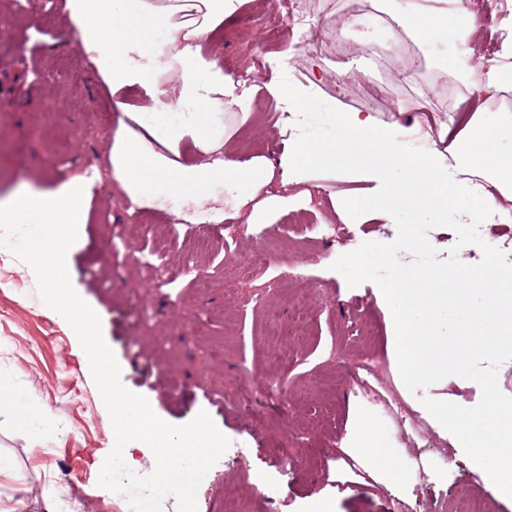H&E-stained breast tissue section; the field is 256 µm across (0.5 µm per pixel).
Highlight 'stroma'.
<instances>
[{
	"mask_svg": "<svg viewBox=\"0 0 512 512\" xmlns=\"http://www.w3.org/2000/svg\"><path fill=\"white\" fill-rule=\"evenodd\" d=\"M382 0H367L385 14L372 27L349 10V0H296L313 12L301 46L274 0H241L209 46L225 75L252 96L254 115L235 128L234 152L277 155L300 136L328 135L335 114L371 111L378 122H398L409 148L420 154L439 144L440 128L417 129L421 113L441 112L450 92L477 109L512 148V99H486L488 54L512 89V0H467L477 37L454 40L456 16L431 17L420 32L400 25ZM11 30L0 36V84L11 97L0 111V201L17 190L48 193L107 157L114 110L92 64L71 31L65 0H0ZM280 37L285 51L256 59L254 52ZM382 85L378 107L367 108L360 81ZM305 85L314 104L309 122L281 131L277 103L258 109L268 89ZM352 156L335 168L306 169V185H331L347 207L328 197L297 198L266 209L262 223L230 220L214 226L174 224L157 210L129 212L110 178L89 202L86 224L67 255L76 292L101 321L121 368V382L143 395L163 420L181 425L206 411L231 446L208 472L198 512H302L306 499L335 494L334 512H448L485 493L463 461L407 404L390 369L389 326L375 301L381 288L447 277L463 283L482 264L498 261L491 231L476 233L474 213L449 205L429 223L395 222L372 183L359 180ZM337 234L315 238L313 226ZM230 263H212L213 254ZM457 303L440 307L427 329L458 348L479 332L475 312ZM373 361L371 373L355 367ZM287 388H280V377ZM0 391L18 396L30 417L28 433L0 414V498L17 512H130L126 498L99 487L114 445L109 413L77 335L42 301L33 270L0 251ZM367 399L373 425L410 457L428 453L447 484H419L399 501L337 467L336 448L350 405Z\"/></svg>",
	"mask_w": 512,
	"mask_h": 512,
	"instance_id": "35a3bbf8",
	"label": "stroma"
}]
</instances>
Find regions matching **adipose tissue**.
Masks as SVG:
<instances>
[{
	"instance_id": "ef3b65f1",
	"label": "adipose tissue",
	"mask_w": 512,
	"mask_h": 512,
	"mask_svg": "<svg viewBox=\"0 0 512 512\" xmlns=\"http://www.w3.org/2000/svg\"><path fill=\"white\" fill-rule=\"evenodd\" d=\"M237 2L66 0L69 25L121 113L108 160L131 210L157 209L180 224H221L241 214L257 224L272 182L301 184L306 165H335L336 148L344 144L364 151L361 176L375 182L397 223L420 224L427 213L476 197L492 207L498 197L512 200V152L495 149L487 129L456 143L452 155L434 148L421 157L401 133L381 128L372 115L341 112L330 140L297 139L271 159L232 152L226 119L242 108L243 98L225 79L219 60L205 58L204 50ZM133 88L142 90L141 104L126 102ZM479 159L489 170L485 186L463 177ZM392 168L414 180L422 201L391 182ZM448 295L435 287L378 290L376 303L392 331L389 360L413 413L498 502L512 507V478L501 476L512 471V393L496 381L512 367V268L485 263L457 289L460 300H484L487 330L469 340L480 366L464 374L449 366L436 376L424 361L422 337ZM340 450L375 486L398 498L411 495L417 482H442L428 455L409 465L397 457L359 402L350 407Z\"/></svg>"
}]
</instances>
